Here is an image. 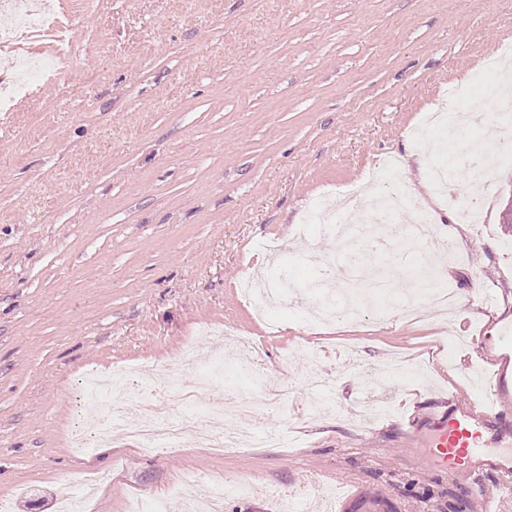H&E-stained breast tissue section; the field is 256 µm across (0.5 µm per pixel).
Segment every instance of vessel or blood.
Masks as SVG:
<instances>
[{
    "mask_svg": "<svg viewBox=\"0 0 512 512\" xmlns=\"http://www.w3.org/2000/svg\"><path fill=\"white\" fill-rule=\"evenodd\" d=\"M493 409L478 408L449 398L447 410L429 418L425 427L407 432L408 443L417 444L431 433L440 466L471 477L493 474L505 490H512V448L492 449L486 441V427Z\"/></svg>",
    "mask_w": 512,
    "mask_h": 512,
    "instance_id": "b4317fda",
    "label": "vessel or blood"
}]
</instances>
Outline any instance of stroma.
Listing matches in <instances>:
<instances>
[{
  "mask_svg": "<svg viewBox=\"0 0 512 512\" xmlns=\"http://www.w3.org/2000/svg\"><path fill=\"white\" fill-rule=\"evenodd\" d=\"M69 63L0 115V499L11 512H56L62 490L86 512H125L135 493H168L196 472L193 512L217 475L250 478L224 496V512H291L341 490L338 512H480L499 493L434 467L428 448L405 447L412 420L448 395L483 404L482 382L512 401V237L499 222L512 161L497 164L483 223H460L432 196L413 161L443 155L413 132L455 85L512 32V0H63ZM427 197L458 261L440 286L460 300L448 318L430 304L403 319L391 303L365 319L312 327L303 312L319 277L303 264L297 226L334 224L336 193L355 189L383 158ZM277 240L294 287L276 327L255 318L236 288ZM468 337L433 356L427 381L395 379L396 411L353 423L362 387L388 354L430 348L441 324ZM205 325L261 343L267 386H288L279 409L238 422L276 448L222 455L179 446L147 452L113 439L108 453L69 448L87 373L126 365L181 367L215 406L221 386L181 365L186 343L210 355ZM323 349L343 417L294 430L309 398L301 353Z\"/></svg>",
  "mask_w": 512,
  "mask_h": 512,
  "instance_id": "stroma-1",
  "label": "stroma"
}]
</instances>
